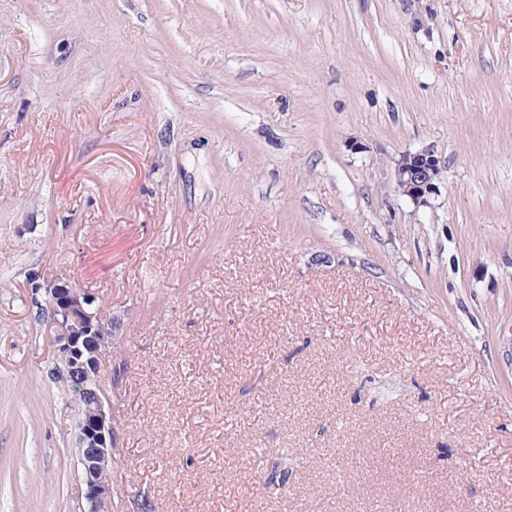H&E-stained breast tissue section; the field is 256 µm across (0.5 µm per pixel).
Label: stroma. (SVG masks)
I'll return each instance as SVG.
<instances>
[{"label":"stroma","mask_w":512,"mask_h":512,"mask_svg":"<svg viewBox=\"0 0 512 512\" xmlns=\"http://www.w3.org/2000/svg\"><path fill=\"white\" fill-rule=\"evenodd\" d=\"M37 270L124 512H512V0H0V512H80ZM445 163L433 151L404 153L394 162V179L398 191L416 206H428L437 194ZM27 288L45 296L46 319L55 332L54 356L64 360L65 386L81 409L72 450L80 467L82 511L112 512L114 430L110 399L101 380L107 350L116 340V323L92 288H76L58 275L38 272L28 279ZM90 383L96 388L88 389Z\"/></svg>","instance_id":"1"}]
</instances>
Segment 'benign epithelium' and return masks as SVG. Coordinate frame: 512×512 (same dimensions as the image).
Here are the masks:
<instances>
[{"label":"benign epithelium","mask_w":512,"mask_h":512,"mask_svg":"<svg viewBox=\"0 0 512 512\" xmlns=\"http://www.w3.org/2000/svg\"><path fill=\"white\" fill-rule=\"evenodd\" d=\"M445 163L430 150L404 153L394 162L398 191L416 206L437 194ZM27 288L45 296V312L54 329V356L66 364L65 386L80 405L74 423L73 453L80 467L82 512H112L114 430L110 399L101 383L103 362L116 323L92 288H77L58 275L33 274Z\"/></svg>","instance_id":"benign-epithelium-1"}]
</instances>
